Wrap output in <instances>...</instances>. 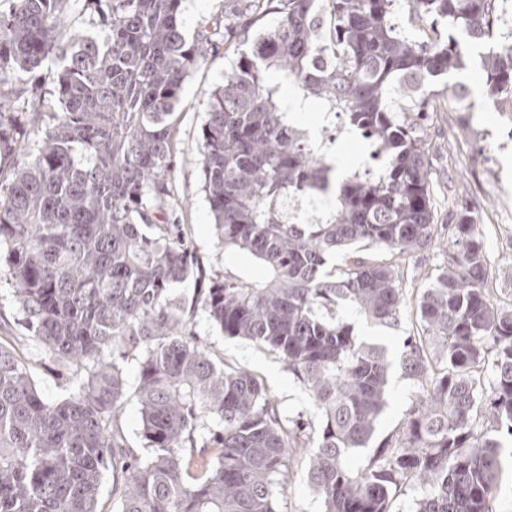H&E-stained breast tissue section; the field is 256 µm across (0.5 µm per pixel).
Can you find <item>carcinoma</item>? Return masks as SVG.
Listing matches in <instances>:
<instances>
[{
    "label": "carcinoma",
    "mask_w": 512,
    "mask_h": 512,
    "mask_svg": "<svg viewBox=\"0 0 512 512\" xmlns=\"http://www.w3.org/2000/svg\"><path fill=\"white\" fill-rule=\"evenodd\" d=\"M0 10V254L29 336L71 370V393L46 396L32 363L0 341V512H278L291 457L323 512H392L421 487L415 512H489L512 442V310L485 288L473 217L460 212L463 259L417 302L425 334L404 340V375L419 392L368 465L387 406L391 362L346 312L398 326L393 264L327 257L368 242L403 254L430 243L434 210L418 119L428 85L481 56L484 92L512 109V29L504 0H409L427 24L416 40L395 23L398 0H235L233 16L278 15L232 60L209 95L202 191L224 250L268 271L252 284L199 268L182 225L169 224L172 118L183 83L213 44L187 40L182 0H86L92 28L56 29L70 0H10ZM318 104L367 138L379 173L333 177L289 100ZM39 141L11 158L32 123ZM335 194L313 224L288 202ZM188 280L191 303L174 294ZM202 311L224 335L279 353L303 383L317 424L281 416L249 370L218 363L185 332ZM138 365L141 446L120 425L122 363Z\"/></svg>",
    "instance_id": "obj_1"
}]
</instances>
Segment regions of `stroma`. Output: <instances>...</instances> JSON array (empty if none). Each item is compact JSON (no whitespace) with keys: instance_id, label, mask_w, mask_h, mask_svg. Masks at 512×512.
Returning <instances> with one entry per match:
<instances>
[{"instance_id":"stroma-1","label":"stroma","mask_w":512,"mask_h":512,"mask_svg":"<svg viewBox=\"0 0 512 512\" xmlns=\"http://www.w3.org/2000/svg\"><path fill=\"white\" fill-rule=\"evenodd\" d=\"M239 46L237 36L226 34L224 43L209 50L205 61L190 72L183 84L174 115L173 163L169 172L176 203L172 218L183 226L208 274L220 275L229 270L247 281L258 282L266 278L265 268L247 254L223 249L202 191L200 149L208 96L223 82L233 51ZM460 79L469 88V109L457 105L452 91L433 96V111L428 114L423 130L431 191L437 207L438 240L401 256L373 245L358 250L363 259L398 264L406 288L398 327H378L361 319L356 322L361 338L385 346L392 361L388 405L375 435L379 441L397 431L413 398L415 386L405 377L401 365L403 342L421 332L416 303L428 288L431 275L447 267L453 256L460 253L453 236L460 207H467L475 218L474 232L484 245L492 303L501 308L512 306V122L500 105L486 99L479 65L470 64ZM19 317L12 288L2 280L0 336L10 337L30 359L33 375L44 394L54 399L65 398L69 389L60 366L39 349L20 325ZM189 330L217 359L255 373L277 400L282 415L311 416L308 392L279 354L249 340L224 335L202 313L191 319ZM306 472V454L296 453L285 492L278 502L280 512H322L321 501L309 487Z\"/></svg>"}]
</instances>
